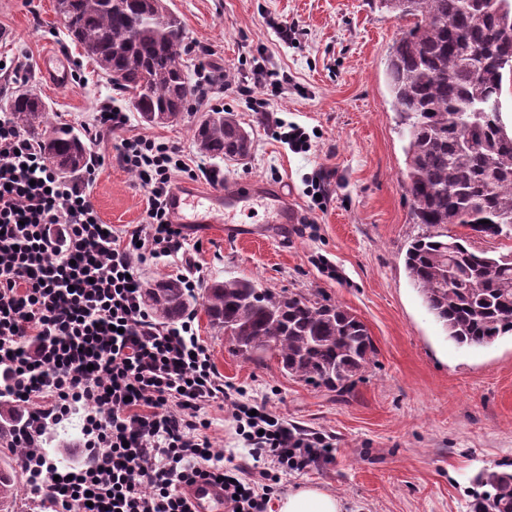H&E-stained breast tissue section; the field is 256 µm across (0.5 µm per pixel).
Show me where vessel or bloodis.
Wrapping results in <instances>:
<instances>
[{"label":"vessel or blood","mask_w":512,"mask_h":512,"mask_svg":"<svg viewBox=\"0 0 512 512\" xmlns=\"http://www.w3.org/2000/svg\"><path fill=\"white\" fill-rule=\"evenodd\" d=\"M40 72L52 84L62 86L69 82L67 63L61 52H44ZM285 188L282 182L227 184L199 196L191 188L180 187L169 201L171 219L176 224H220L225 239L239 241L252 235L250 228L235 221L240 203L248 198L276 201L272 223H298V213L289 205ZM187 494L193 512H223L224 493L219 486L200 481L189 487Z\"/></svg>","instance_id":"b4317fda"}]
</instances>
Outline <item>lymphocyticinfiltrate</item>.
<instances>
[{"label":"lymphocytic infiltrate","mask_w":512,"mask_h":512,"mask_svg":"<svg viewBox=\"0 0 512 512\" xmlns=\"http://www.w3.org/2000/svg\"><path fill=\"white\" fill-rule=\"evenodd\" d=\"M114 159L148 195L143 223L121 233L88 193L98 153L64 179L0 115V404L30 499L37 512H191L186 489L202 479L222 487L228 512H266L271 481L325 442L231 397L192 313L162 326L146 312L138 266L184 251L168 202L190 168L145 136L121 139ZM223 403L257 478L216 463L202 411ZM75 416L79 452L57 463L47 434Z\"/></svg>","instance_id":"1"}]
</instances>
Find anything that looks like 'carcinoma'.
I'll return each instance as SVG.
<instances>
[{
	"label": "carcinoma",
	"instance_id": "obj_1",
	"mask_svg": "<svg viewBox=\"0 0 512 512\" xmlns=\"http://www.w3.org/2000/svg\"><path fill=\"white\" fill-rule=\"evenodd\" d=\"M148 0H57L65 28L147 123L188 110L194 89L184 71V33L176 17L148 9ZM398 19H411L392 44L386 65L393 109L406 140L403 185L413 223L426 232L404 255L407 276L448 339L485 346L512 336V254L476 251L460 226L484 237L512 234V131L501 117L504 74L512 66V0H378ZM0 112L37 140L56 170L71 177L87 160L82 139L53 126L45 104L20 86L0 98ZM194 143L207 156H248L249 133L231 112L215 109L195 125ZM144 303L170 322L189 304L177 279H155ZM203 309L242 357L271 354L289 375L342 391L370 363L371 336L339 304L274 294L240 277L206 286ZM15 448L0 453V512H14ZM472 512H512V472L477 479Z\"/></svg>",
	"mask_w": 512,
	"mask_h": 512
}]
</instances>
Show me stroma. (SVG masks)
Instances as JSON below:
<instances>
[{
  "label": "stroma",
  "mask_w": 512,
  "mask_h": 512,
  "mask_svg": "<svg viewBox=\"0 0 512 512\" xmlns=\"http://www.w3.org/2000/svg\"><path fill=\"white\" fill-rule=\"evenodd\" d=\"M179 18L190 80L221 70L231 89L192 97L178 121L142 122L96 64L70 38L55 0H0V57L21 59L25 83L49 107L55 124L82 133L103 100L129 115L123 132L104 137L92 202L104 223L123 229L141 223L147 194L112 160L122 137L145 135L181 150L189 165L205 161L228 182H285L300 221L273 234L228 242L209 224L188 230V259L147 260L142 280L172 278L185 263L206 280L230 276L273 293H295L340 304L368 328L376 351L346 391L288 376L275 357L244 360L213 329L194 297L195 328L226 388L241 390L331 451L303 471L281 478L273 496L303 485L340 500L342 512H471L475 477L512 464V336L483 347L449 341L409 281L403 258L424 231L413 223L401 185L405 140L386 83L390 45L407 21L376 0H166ZM291 30L282 40L281 25ZM56 48L72 65L69 87L40 74L41 55ZM278 73L276 91H259L267 112L251 111L237 87L255 65ZM213 109L237 115L252 134L240 161L203 159L192 129ZM273 113L300 127L306 143H284ZM323 176L325 201L312 182ZM224 467L248 455L229 409L204 413Z\"/></svg>",
  "instance_id": "35a3bbf8"
}]
</instances>
